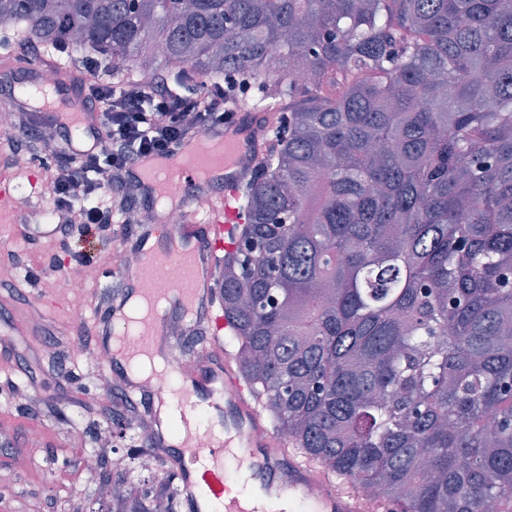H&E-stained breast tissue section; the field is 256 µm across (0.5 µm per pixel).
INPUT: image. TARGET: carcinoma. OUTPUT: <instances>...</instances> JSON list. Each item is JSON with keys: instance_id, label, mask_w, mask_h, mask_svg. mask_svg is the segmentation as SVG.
<instances>
[{"instance_id": "carcinoma-1", "label": "carcinoma", "mask_w": 512, "mask_h": 512, "mask_svg": "<svg viewBox=\"0 0 512 512\" xmlns=\"http://www.w3.org/2000/svg\"><path fill=\"white\" fill-rule=\"evenodd\" d=\"M281 113L224 257L227 341L278 430L395 512L512 503V0H0Z\"/></svg>"}]
</instances>
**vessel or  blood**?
Segmentation results:
<instances>
[{"instance_id": "vessel-or-blood-1", "label": "vessel or blood", "mask_w": 512, "mask_h": 512, "mask_svg": "<svg viewBox=\"0 0 512 512\" xmlns=\"http://www.w3.org/2000/svg\"><path fill=\"white\" fill-rule=\"evenodd\" d=\"M55 119L70 132L67 148L82 151L99 128L97 113L85 110L72 82L44 90ZM275 122L270 112L237 113L233 123L183 141L173 156L140 158L133 174L151 198L174 197L177 204L205 196L202 216L189 217L150 244L140 239L139 270H110L122 288L94 330L105 353L103 368L146 393L151 416L174 407L182 422V441L170 447L168 432L157 426L154 444L176 468L180 492L191 504L200 497L218 500L220 512H386L387 506L341 485L312 459L299 458L284 442L262 408L261 397L232 346L224 341L232 325L224 313V258L236 250L246 222L241 198L255 165L265 155ZM201 330L202 351L178 356L173 342L183 332ZM165 352L161 386L144 391L133 367ZM218 424L202 425L201 415ZM256 440H247V433ZM247 475L249 486L231 487L228 471ZM322 494L313 499L312 487Z\"/></svg>"}]
</instances>
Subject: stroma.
Wrapping results in <instances>:
<instances>
[{
  "instance_id": "1",
  "label": "stroma",
  "mask_w": 512,
  "mask_h": 512,
  "mask_svg": "<svg viewBox=\"0 0 512 512\" xmlns=\"http://www.w3.org/2000/svg\"><path fill=\"white\" fill-rule=\"evenodd\" d=\"M55 258L74 266L76 253L92 256V274L75 295L53 279H33L0 263V512H123L133 499L158 488L179 491L178 479L158 465L140 471L133 430L113 428L100 436L105 412L124 414L113 391L115 378L73 350L77 329L92 330L107 285L103 273L124 260L115 235L63 247L32 241L18 230L12 210L0 212V250ZM101 460L100 477L80 464L85 452Z\"/></svg>"
}]
</instances>
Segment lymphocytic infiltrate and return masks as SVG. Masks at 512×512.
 <instances>
[{"instance_id":"obj_1","label":"lymphocytic infiltrate","mask_w":512,"mask_h":512,"mask_svg":"<svg viewBox=\"0 0 512 512\" xmlns=\"http://www.w3.org/2000/svg\"><path fill=\"white\" fill-rule=\"evenodd\" d=\"M85 76L78 79L84 107L97 112L100 129L89 151H70L45 161L39 136L46 123L37 113L15 112L14 133L6 155L25 152L43 163L48 192L53 200L62 241L92 239L110 229L123 214L139 211V192L132 168L147 155H169L182 141L231 122V86L214 84L200 95L194 83L165 75L150 81L127 79L99 82V55L79 57Z\"/></svg>"}]
</instances>
